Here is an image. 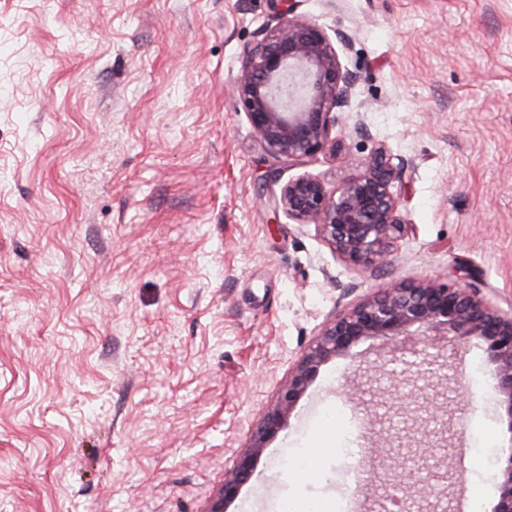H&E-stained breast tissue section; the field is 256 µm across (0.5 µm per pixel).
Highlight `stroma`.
<instances>
[{
	"instance_id": "35a3bbf8",
	"label": "stroma",
	"mask_w": 512,
	"mask_h": 512,
	"mask_svg": "<svg viewBox=\"0 0 512 512\" xmlns=\"http://www.w3.org/2000/svg\"><path fill=\"white\" fill-rule=\"evenodd\" d=\"M286 0H0V512H205L289 369L336 311L459 273L512 307V0H296L341 28L371 134L276 158L236 105L244 48ZM408 159L394 276L362 279L274 216L379 146ZM278 170V183L266 181ZM432 354L445 379L390 373ZM482 340L370 339L322 366L230 512H303L382 472L391 438L492 512L512 426ZM474 456L476 466L465 463Z\"/></svg>"
}]
</instances>
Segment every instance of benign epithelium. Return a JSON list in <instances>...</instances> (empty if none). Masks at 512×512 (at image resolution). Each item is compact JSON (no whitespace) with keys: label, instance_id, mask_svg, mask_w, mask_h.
Masks as SVG:
<instances>
[{"label":"benign epithelium","instance_id":"7a95c632","mask_svg":"<svg viewBox=\"0 0 512 512\" xmlns=\"http://www.w3.org/2000/svg\"><path fill=\"white\" fill-rule=\"evenodd\" d=\"M347 46L339 28L328 31L293 7L276 14L242 54L235 80L238 108L244 112L261 142L277 157L301 161L336 153L332 131L348 115L344 127L352 134L367 133L360 113H351L361 76L349 70L337 49ZM410 181L408 166L385 146L363 162L362 170L331 187L306 173L288 181L278 207L296 224L314 226L334 255L359 273L375 277L392 268L399 242L411 230L401 210L402 191ZM421 335L437 329L465 342L486 344L492 365V391L500 397L512 432V311L499 308L471 282L424 278L410 284L394 281L370 296L340 310L321 329L316 340L294 364L276 398L242 450L232 471L207 512H228L252 476L267 443L285 426L299 399L322 366L345 355L366 339L393 341L412 326ZM399 475L386 500L401 499L409 512L414 499L441 501L447 486L432 482L431 474L410 456L397 464ZM493 512H512V454L501 471L500 494Z\"/></svg>","mask_w":512,"mask_h":512}]
</instances>
